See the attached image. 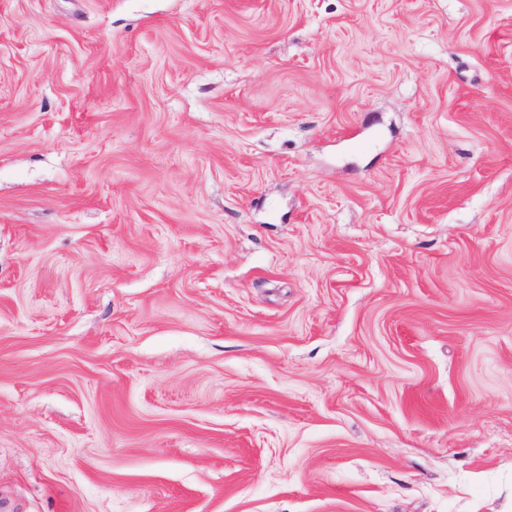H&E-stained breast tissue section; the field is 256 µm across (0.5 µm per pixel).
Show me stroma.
<instances>
[{"label":"stroma","instance_id":"obj_1","mask_svg":"<svg viewBox=\"0 0 512 512\" xmlns=\"http://www.w3.org/2000/svg\"><path fill=\"white\" fill-rule=\"evenodd\" d=\"M0 512H512V0H0Z\"/></svg>","mask_w":512,"mask_h":512}]
</instances>
